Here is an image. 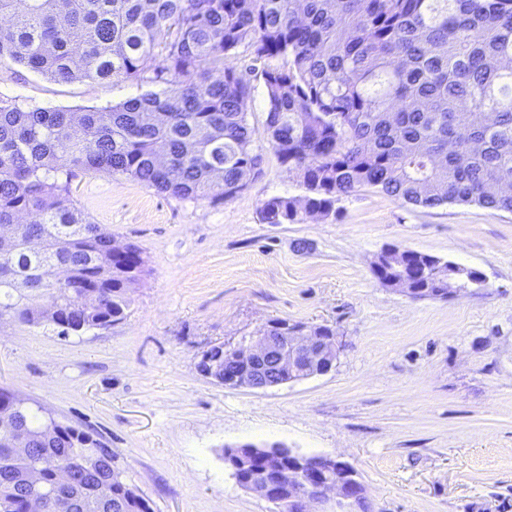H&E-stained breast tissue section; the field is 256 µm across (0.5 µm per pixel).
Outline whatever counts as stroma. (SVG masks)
Returning a JSON list of instances; mask_svg holds the SVG:
<instances>
[{"mask_svg":"<svg viewBox=\"0 0 512 512\" xmlns=\"http://www.w3.org/2000/svg\"><path fill=\"white\" fill-rule=\"evenodd\" d=\"M251 88V187L224 202L182 199L121 175L70 181L83 218L136 244L149 270L120 323L59 335L0 321V389L91 432L152 512H274L241 489L224 448L282 442L354 466L371 512H512V212L403 203L376 187L335 214L265 224L264 198L301 196L265 130L262 62L226 56ZM130 81L59 83L0 66V99L23 109L107 110ZM482 273L484 287L410 299L372 271L387 246ZM272 320L326 325L335 367L266 390L234 389L198 362Z\"/></svg>","mask_w":512,"mask_h":512,"instance_id":"obj_1","label":"stroma"}]
</instances>
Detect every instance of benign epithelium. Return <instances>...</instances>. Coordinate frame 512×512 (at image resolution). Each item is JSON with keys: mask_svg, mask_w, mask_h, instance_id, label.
Returning a JSON list of instances; mask_svg holds the SVG:
<instances>
[{"mask_svg": "<svg viewBox=\"0 0 512 512\" xmlns=\"http://www.w3.org/2000/svg\"><path fill=\"white\" fill-rule=\"evenodd\" d=\"M404 253L389 246L372 263L377 269L382 258L395 267ZM481 273L472 280L461 278L448 283V296L469 288H480ZM343 350L334 333L316 327L268 324L240 337L224 348V366H219L206 350L199 362L200 372L229 388L268 389L329 372ZM257 452L251 444L224 448V461L241 488L272 503L276 512H318L317 505L335 498L334 512H357L361 497L368 496L355 468L324 454H303L283 444L262 449L269 458L267 474H248L244 459Z\"/></svg>", "mask_w": 512, "mask_h": 512, "instance_id": "1", "label": "benign epithelium"}]
</instances>
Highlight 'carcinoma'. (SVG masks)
I'll list each match as a JSON object with an SVG mask.
<instances>
[{"instance_id": "cac0c4a2", "label": "carcinoma", "mask_w": 512, "mask_h": 512, "mask_svg": "<svg viewBox=\"0 0 512 512\" xmlns=\"http://www.w3.org/2000/svg\"><path fill=\"white\" fill-rule=\"evenodd\" d=\"M0 16L9 18L0 59L56 82L150 85L77 118L0 103V227L13 238L0 257V320L62 336L107 328L125 318L146 274L139 247L112 253L111 236L75 208L69 181L51 174L119 173L224 201L242 193L246 169L260 173L251 88L224 67L243 45L264 62L272 147L306 190L263 200L262 223L328 216L365 186L413 206L512 211V0H0ZM23 212L39 219L19 224ZM433 269V256L413 251L402 273L431 289L456 276L446 262ZM21 426L31 436L24 454L13 448ZM124 484L90 433L47 435L43 416L13 411L0 391V512H24L29 498L41 512L62 500L74 512H151Z\"/></svg>"}]
</instances>
